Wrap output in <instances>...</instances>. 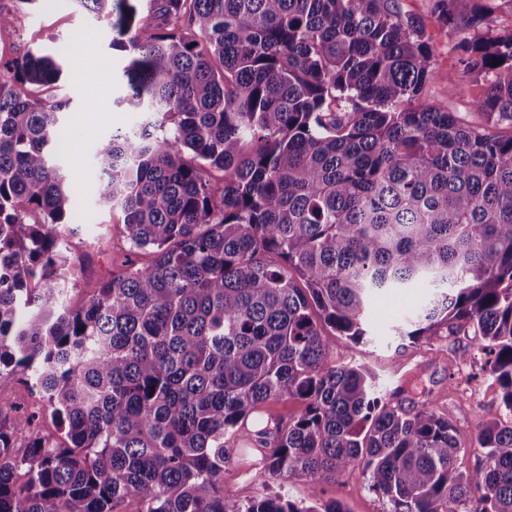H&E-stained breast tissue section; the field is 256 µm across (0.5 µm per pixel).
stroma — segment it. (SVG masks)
Segmentation results:
<instances>
[{
	"label": "stroma",
	"mask_w": 512,
	"mask_h": 512,
	"mask_svg": "<svg viewBox=\"0 0 512 512\" xmlns=\"http://www.w3.org/2000/svg\"><path fill=\"white\" fill-rule=\"evenodd\" d=\"M403 10L425 19L432 33V52L436 73L423 88L422 95L444 112L474 122L478 116L474 101L484 97L483 82L453 76L456 62L448 39L437 32L428 11V0H402ZM0 11L13 18L11 26L0 29V55L23 57L41 50L57 55L62 75L55 92L68 100L63 115L65 125H77L71 147L62 151L57 163L66 175L78 199L76 219L66 226L63 237L71 266H83L85 273L63 282L68 307H82L87 299V283L110 278L124 269L129 245L123 233V215L94 202V172L82 162H73L74 150L88 151L103 135L116 129L135 126L139 113L117 107L114 100L123 90L117 76L128 63L126 53L114 50L112 28L103 19L74 8L70 0H37L26 5L22 0H0ZM97 63L98 77L87 81L86 59ZM429 296L428 288L418 286L406 294L378 295L369 310L370 342L351 343L334 331L326 333V361L329 365L363 364L372 367L381 378L385 391L399 390L398 405L410 410L424 404L447 416L457 429L465 451L458 459L460 469L473 468L483 455L476 438L483 423L512 421L501 402V388L490 375L484 352L474 347V330L465 326L456 335L439 330L422 336L415 344H400L392 335L393 326L416 311ZM35 416L42 433L58 435L44 394L31 374L17 376L11 387L0 391V414L14 411ZM224 464V496L245 503L275 491H283L295 501H310L308 485L290 482L278 485L251 464V456L239 448L229 450ZM326 497L345 504L350 512H385L386 506L368 487L363 470L347 472L336 482L325 485Z\"/></svg>",
	"instance_id": "35a3bbf8"
}]
</instances>
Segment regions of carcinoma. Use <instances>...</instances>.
I'll list each match as a JSON object with an SVG mask.
<instances>
[{
    "instance_id": "cac0c4a2",
    "label": "carcinoma",
    "mask_w": 512,
    "mask_h": 512,
    "mask_svg": "<svg viewBox=\"0 0 512 512\" xmlns=\"http://www.w3.org/2000/svg\"><path fill=\"white\" fill-rule=\"evenodd\" d=\"M74 2L130 56L116 104L142 119L91 158L99 201L153 260L67 308L76 197L53 158L68 102L22 93L62 68L0 62V389L32 372L62 430L0 416V512H348L228 501L226 436L274 480L361 468L387 512H512L511 422L484 424L461 471L448 417L392 405L366 366L326 365L323 340L362 342L375 295L423 284L399 339L471 325L512 413V33L470 35L512 0H431L462 74L487 85L481 126L422 97L430 37L401 0ZM292 397L286 425L245 427Z\"/></svg>"
}]
</instances>
